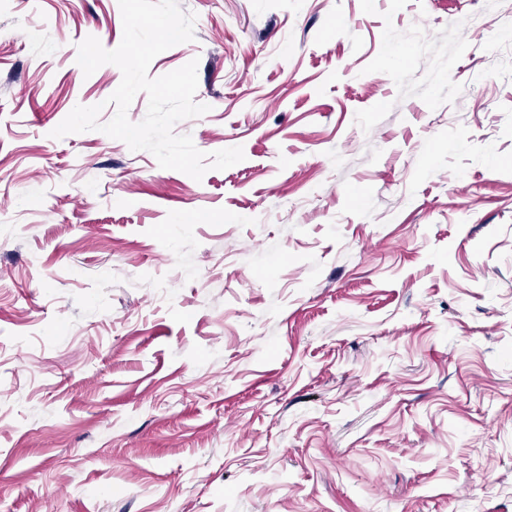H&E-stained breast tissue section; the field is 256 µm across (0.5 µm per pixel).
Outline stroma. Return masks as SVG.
Returning a JSON list of instances; mask_svg holds the SVG:
<instances>
[{
  "label": "stroma",
  "instance_id": "stroma-1",
  "mask_svg": "<svg viewBox=\"0 0 512 512\" xmlns=\"http://www.w3.org/2000/svg\"><path fill=\"white\" fill-rule=\"evenodd\" d=\"M179 4L199 182L0 0V512H512V0Z\"/></svg>",
  "mask_w": 512,
  "mask_h": 512
}]
</instances>
